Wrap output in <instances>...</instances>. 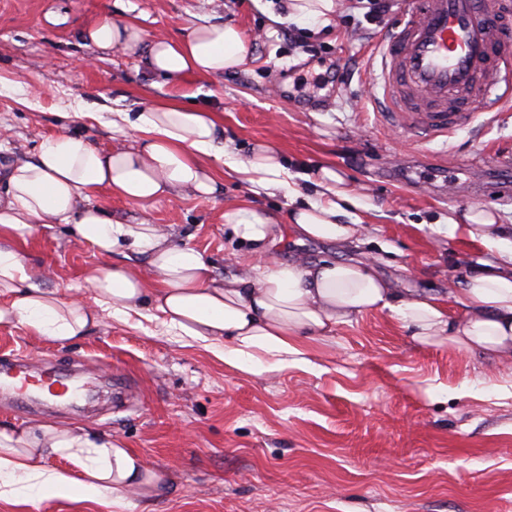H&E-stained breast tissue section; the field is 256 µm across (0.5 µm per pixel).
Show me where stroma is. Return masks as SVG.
Returning a JSON list of instances; mask_svg holds the SVG:
<instances>
[{
	"mask_svg": "<svg viewBox=\"0 0 512 512\" xmlns=\"http://www.w3.org/2000/svg\"><path fill=\"white\" fill-rule=\"evenodd\" d=\"M335 2L323 24L272 22L279 0H0V121L11 128L0 175L67 132L102 149L119 144L90 117L92 104L134 111L184 94L218 114L232 159L271 141L304 194L330 166L368 197L373 211L359 242L340 249L288 238L277 247L281 260L369 257L398 297L443 292L492 256L466 232H449L448 215L486 210L512 225V107L431 142L397 136L369 97L368 51L383 26ZM105 15L134 21L148 38L231 23L249 53L224 75L176 86L121 49L83 64V33ZM33 87L39 98H29ZM246 196L288 210L286 191L253 197L234 179L205 202L176 197L144 209L105 190L94 201L125 224L168 225L177 245L226 278L250 261L223 218ZM24 250L31 264L54 268L47 289L91 300L85 274L105 259L72 226L38 229ZM152 328L105 317L61 342L0 326V360L21 353L35 373L78 369L95 392L91 411L1 392L0 429L51 421L108 433L165 478L159 492L124 507L48 496L38 512H512V363L418 343L386 310L337 326L313 366L261 375L227 370Z\"/></svg>",
	"mask_w": 512,
	"mask_h": 512,
	"instance_id": "35a3bbf8",
	"label": "stroma"
}]
</instances>
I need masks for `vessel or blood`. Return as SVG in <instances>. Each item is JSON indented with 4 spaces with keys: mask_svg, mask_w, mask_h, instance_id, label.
<instances>
[{
    "mask_svg": "<svg viewBox=\"0 0 512 512\" xmlns=\"http://www.w3.org/2000/svg\"><path fill=\"white\" fill-rule=\"evenodd\" d=\"M502 0H410L382 35L374 76L387 126L425 141L512 100V30Z\"/></svg>",
    "mask_w": 512,
    "mask_h": 512,
    "instance_id": "obj_1",
    "label": "vessel or blood"
}]
</instances>
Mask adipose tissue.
<instances>
[{"label": "adipose tissue", "mask_w": 512, "mask_h": 512, "mask_svg": "<svg viewBox=\"0 0 512 512\" xmlns=\"http://www.w3.org/2000/svg\"><path fill=\"white\" fill-rule=\"evenodd\" d=\"M90 47L140 52L146 67L171 83L185 75L217 76L239 67L249 46L231 24L186 29L177 39H145L129 21L101 17L84 32ZM113 131L131 136L129 146L102 150L78 134L43 143L32 158L14 162L0 180V325L26 326L57 341L85 336L101 317L139 326L158 321L164 335L199 346L231 370L262 374L310 364L337 325L376 309L393 312L412 338L425 343L443 337L458 348L512 358V239L505 225L478 211L466 223L479 231L493 258L479 260L447 296L399 298L367 261H281L275 248L284 237L339 246L352 244L371 205L330 167L320 168L316 197L302 198L288 187L278 149L258 144L250 159L225 161L224 129L211 112L171 97L134 112L106 109ZM245 182L253 195L287 189V216L252 207L228 208L231 237L249 243L255 261L239 276L215 280L202 255L177 246L161 224H123L94 204L108 190L140 207L175 195L210 200L225 178ZM73 225L111 266L91 268L85 281L93 297L40 288L39 270L25 259L21 243L38 227ZM154 271L146 281L131 258ZM9 303H2V296ZM464 310L448 314L449 302ZM66 459V470L46 468L47 457ZM156 479L143 459L108 434L71 431L50 424L38 432L0 430V500L34 512L44 494L100 504L124 505Z\"/></svg>", "instance_id": "adipose-tissue-1"}]
</instances>
